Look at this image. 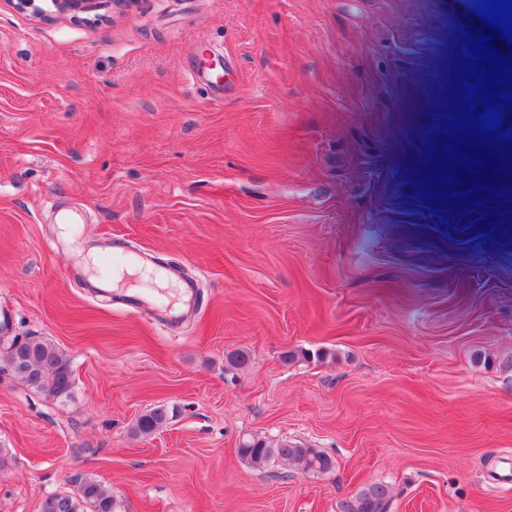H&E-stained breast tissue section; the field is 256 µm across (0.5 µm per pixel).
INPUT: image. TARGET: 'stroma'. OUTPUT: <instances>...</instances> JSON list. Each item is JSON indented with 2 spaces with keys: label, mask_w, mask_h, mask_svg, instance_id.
<instances>
[{
  "label": "stroma",
  "mask_w": 512,
  "mask_h": 512,
  "mask_svg": "<svg viewBox=\"0 0 512 512\" xmlns=\"http://www.w3.org/2000/svg\"><path fill=\"white\" fill-rule=\"evenodd\" d=\"M472 2L0 0V322L74 377L49 402L0 370V512L82 474L116 512H339L375 483L388 512H512V247L404 192ZM64 214L194 279L196 308L88 294ZM247 434L335 467L255 469ZM169 419L166 406H156L139 415L131 425L130 434L134 438L146 437L157 431Z\"/></svg>",
  "instance_id": "obj_1"
}]
</instances>
